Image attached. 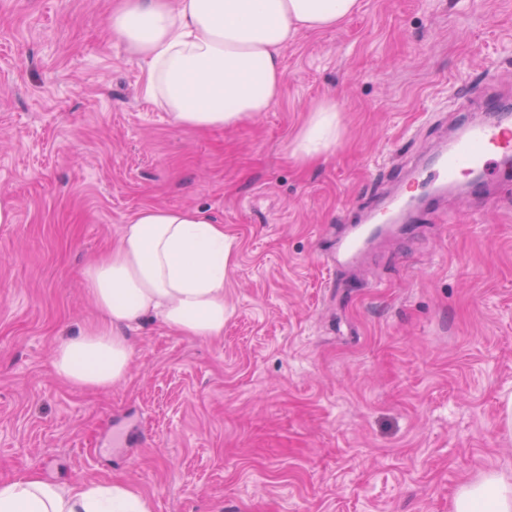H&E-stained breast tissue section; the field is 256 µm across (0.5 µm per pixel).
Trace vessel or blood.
Here are the masks:
<instances>
[{
    "mask_svg": "<svg viewBox=\"0 0 512 512\" xmlns=\"http://www.w3.org/2000/svg\"><path fill=\"white\" fill-rule=\"evenodd\" d=\"M495 99L484 96L485 120L465 123L451 146L433 148L424 165L412 169L405 187L385 204V217L371 216L341 238L332 253L337 265L353 263L368 244L385 232L387 224L415 223L421 211L432 209L450 187L465 185L475 212L491 204L487 178L492 167L512 168V118L495 117Z\"/></svg>",
    "mask_w": 512,
    "mask_h": 512,
    "instance_id": "1",
    "label": "vessel or blood"
}]
</instances>
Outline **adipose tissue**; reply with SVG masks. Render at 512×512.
<instances>
[{
	"mask_svg": "<svg viewBox=\"0 0 512 512\" xmlns=\"http://www.w3.org/2000/svg\"><path fill=\"white\" fill-rule=\"evenodd\" d=\"M360 0H116L113 30L142 67L143 96L177 127L230 128L269 111L284 80L283 49L336 28ZM292 143L310 163L336 147V104L323 100ZM237 245L223 224L189 207L150 206L122 225L117 245L83 272L99 323L61 343L52 368L68 384L122 380L144 317L186 336L220 337L224 283ZM0 512H153L133 485L58 484L28 474L0 483ZM453 512H512V479L489 471L461 486Z\"/></svg>",
	"mask_w": 512,
	"mask_h": 512,
	"instance_id": "1",
	"label": "adipose tissue"
}]
</instances>
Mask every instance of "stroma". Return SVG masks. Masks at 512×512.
Here are the masks:
<instances>
[{
	"label": "stroma",
	"instance_id": "stroma-1",
	"mask_svg": "<svg viewBox=\"0 0 512 512\" xmlns=\"http://www.w3.org/2000/svg\"><path fill=\"white\" fill-rule=\"evenodd\" d=\"M112 0H0V482H124L153 512H452L512 476V185L474 221L457 194L324 260L447 143L482 86L512 99V0H361L282 51L270 111L173 125ZM333 99L336 148L289 146ZM145 206L197 207L238 243L218 338L154 319L106 390L51 357L92 324L82 271Z\"/></svg>",
	"mask_w": 512,
	"mask_h": 512
}]
</instances>
